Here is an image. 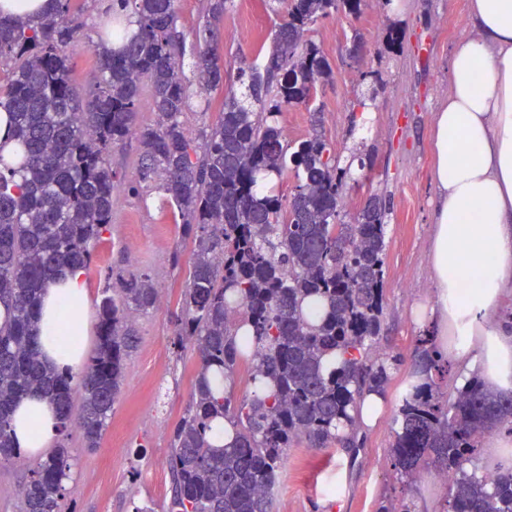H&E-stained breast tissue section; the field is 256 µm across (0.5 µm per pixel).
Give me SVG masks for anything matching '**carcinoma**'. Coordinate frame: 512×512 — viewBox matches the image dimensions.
I'll list each match as a JSON object with an SVG mask.
<instances>
[{
	"mask_svg": "<svg viewBox=\"0 0 512 512\" xmlns=\"http://www.w3.org/2000/svg\"><path fill=\"white\" fill-rule=\"evenodd\" d=\"M360 2L290 0L270 46L256 50L261 66L238 71V91L198 139L181 122L186 71L199 93L224 90L214 24L229 0H210L189 32L175 0H113L112 50L94 46L101 80L87 100L67 54L83 27L73 0H55L38 18L0 13V108L19 145L0 154L1 457H20L10 421L32 392L49 397L87 448L99 446L112 415L140 340L134 314L155 307L156 288L132 275L103 295L94 353L65 376L40 358L39 303L50 281L91 265V242L118 200L109 156L131 136L142 146V176L162 172L158 190L195 244L176 343L196 352L199 368L192 404L173 430L168 512H270L286 448L356 447L352 412L364 392L385 390L397 362L370 356L382 330L388 207L371 194L354 222L343 223L346 189L360 180L321 131L290 142L280 117L286 105L310 106L333 78L306 33L340 11L358 17ZM145 90L158 122L140 127ZM289 166L296 184L286 197L276 183ZM336 354L340 367L326 370ZM413 354L394 419L395 469L407 480L422 468L448 480L444 512H512V466L479 464L487 435H512V394H493L474 376L443 398L437 382L451 368L433 330L417 336ZM242 363L250 395L215 397L206 373L232 378ZM217 419L233 425L234 443H208ZM67 460L60 447L31 463L24 512H59Z\"/></svg>",
	"mask_w": 512,
	"mask_h": 512,
	"instance_id": "carcinoma-1",
	"label": "carcinoma"
}]
</instances>
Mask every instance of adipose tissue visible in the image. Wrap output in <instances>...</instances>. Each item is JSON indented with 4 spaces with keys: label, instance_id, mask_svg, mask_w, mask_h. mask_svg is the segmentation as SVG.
<instances>
[{
    "label": "adipose tissue",
    "instance_id": "adipose-tissue-1",
    "mask_svg": "<svg viewBox=\"0 0 512 512\" xmlns=\"http://www.w3.org/2000/svg\"><path fill=\"white\" fill-rule=\"evenodd\" d=\"M469 15L475 34L453 47L448 97L432 126L437 304L419 317L448 329L462 376L479 372L490 391L510 394L512 328L498 311L512 300V0H469ZM88 305L84 270L45 289L39 345L55 371L85 364ZM10 434L15 449L34 457L60 445L64 431L54 406L29 396Z\"/></svg>",
    "mask_w": 512,
    "mask_h": 512
}]
</instances>
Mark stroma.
<instances>
[{"label": "stroma", "instance_id": "1", "mask_svg": "<svg viewBox=\"0 0 512 512\" xmlns=\"http://www.w3.org/2000/svg\"><path fill=\"white\" fill-rule=\"evenodd\" d=\"M79 5L84 33L68 53L74 81L88 92L101 78L91 46L112 31V0H79ZM286 10L285 0H233L215 30L225 89H234L239 69L254 64L256 46L270 43ZM471 28L468 0H392L387 7L382 0H362L359 17L339 13L318 21L307 34L334 72L314 101L322 132L341 163H348L356 149L372 164L370 181L347 190L343 221H352L370 194L382 192L391 200L383 330L372 354L395 355L400 363L391 372L378 422L355 426L363 440L360 448L351 453L336 446L288 449L271 488V512H377L382 504L413 507L421 499L441 503L446 498L445 486L433 475L420 473L409 484L396 471L392 420L413 369L415 339L427 327L415 321L413 309L436 300L429 267L437 201L434 112L448 97L450 51ZM357 39L367 48L361 63L352 58ZM371 88L377 91L375 101L362 105ZM110 160L129 188L120 193L85 272L87 349L96 345L97 306L105 285L145 274L158 291V302L136 318L140 342L125 363L123 387L99 448H85L76 428L64 433L71 478L60 512H134L138 506L165 512L171 436L189 408L197 375L194 351L173 344V315L189 279L194 245L183 238L176 211L155 190L159 174L141 177L138 139L128 138ZM29 476L27 458L0 459V512H23L21 488Z\"/></svg>", "mask_w": 512, "mask_h": 512}]
</instances>
